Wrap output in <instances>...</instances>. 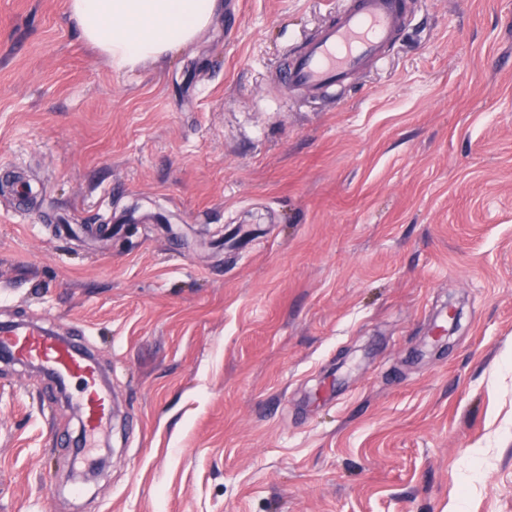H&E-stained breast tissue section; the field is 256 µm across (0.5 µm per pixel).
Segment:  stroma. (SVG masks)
Wrapping results in <instances>:
<instances>
[{"label":"stroma","mask_w":512,"mask_h":512,"mask_svg":"<svg viewBox=\"0 0 512 512\" xmlns=\"http://www.w3.org/2000/svg\"><path fill=\"white\" fill-rule=\"evenodd\" d=\"M385 58L281 93L341 0H227L117 71L68 0H0V322L84 334L80 381L0 360V512H512V0H405ZM461 328L432 352L448 300Z\"/></svg>","instance_id":"stroma-1"}]
</instances>
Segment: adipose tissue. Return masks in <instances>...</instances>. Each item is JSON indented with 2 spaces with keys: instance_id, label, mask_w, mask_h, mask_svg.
<instances>
[{
  "instance_id": "obj_1",
  "label": "adipose tissue",
  "mask_w": 512,
  "mask_h": 512,
  "mask_svg": "<svg viewBox=\"0 0 512 512\" xmlns=\"http://www.w3.org/2000/svg\"><path fill=\"white\" fill-rule=\"evenodd\" d=\"M218 7L219 0H68L83 38L118 71L189 45Z\"/></svg>"
}]
</instances>
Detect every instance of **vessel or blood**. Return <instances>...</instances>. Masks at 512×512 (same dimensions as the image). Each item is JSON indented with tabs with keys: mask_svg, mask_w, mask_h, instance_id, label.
Instances as JSON below:
<instances>
[{
	"mask_svg": "<svg viewBox=\"0 0 512 512\" xmlns=\"http://www.w3.org/2000/svg\"><path fill=\"white\" fill-rule=\"evenodd\" d=\"M407 23L404 0H342L332 20L291 55L280 78L284 89L318 99L347 87L353 77L385 58ZM0 351L15 360L46 366L83 383L84 434L98 433L111 403L82 348L30 326L0 325Z\"/></svg>",
	"mask_w": 512,
	"mask_h": 512,
	"instance_id": "1",
	"label": "vessel or blood"
}]
</instances>
